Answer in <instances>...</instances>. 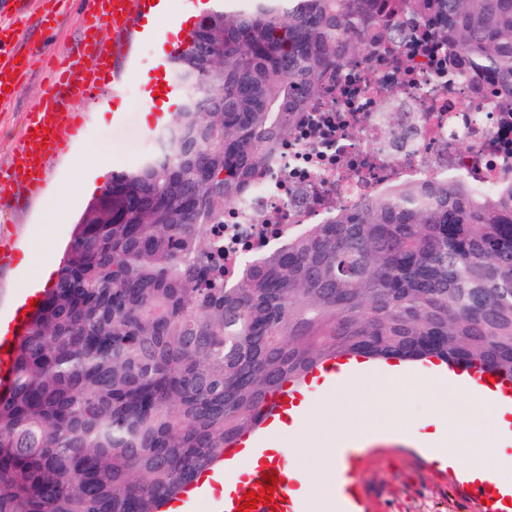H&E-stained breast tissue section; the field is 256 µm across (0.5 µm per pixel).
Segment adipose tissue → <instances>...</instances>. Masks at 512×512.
<instances>
[{"mask_svg": "<svg viewBox=\"0 0 512 512\" xmlns=\"http://www.w3.org/2000/svg\"><path fill=\"white\" fill-rule=\"evenodd\" d=\"M351 377L340 385L323 380L322 389L329 397L319 407L300 403L303 440L299 453L309 462L308 467L291 469L289 475L299 485L300 492L317 497V486L325 482L333 463V450L350 446L380 435L398 437L402 431L388 418V408L382 398L402 393L410 381L402 364L383 365L369 369L367 363L359 362L350 368ZM433 397L434 414L430 420L432 429L425 433L424 440L432 456L442 467H457L463 457H474V464L464 471L468 479H484L495 476L502 495L512 494V477L496 473L484 464V457L496 450L498 437L512 433V405L493 403L479 393H468L466 399L456 397L451 385H440L429 381L425 385ZM335 416L336 428L326 431L322 427L325 417ZM487 426L480 442L465 439L464 434L474 426Z\"/></svg>", "mask_w": 512, "mask_h": 512, "instance_id": "ef3b65f1", "label": "adipose tissue"}]
</instances>
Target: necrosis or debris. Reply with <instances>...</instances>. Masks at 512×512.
<instances>
[{"label": "necrosis or debris", "mask_w": 512, "mask_h": 512, "mask_svg": "<svg viewBox=\"0 0 512 512\" xmlns=\"http://www.w3.org/2000/svg\"><path fill=\"white\" fill-rule=\"evenodd\" d=\"M361 57L337 70L279 148L270 176L224 211V265L275 249L392 180H512V100L466 58L436 44ZM467 97L469 108L458 107Z\"/></svg>", "instance_id": "necrosis-or-debris-1"}]
</instances>
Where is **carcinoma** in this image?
Masks as SVG:
<instances>
[{"mask_svg":"<svg viewBox=\"0 0 512 512\" xmlns=\"http://www.w3.org/2000/svg\"><path fill=\"white\" fill-rule=\"evenodd\" d=\"M169 63L196 84L112 174L17 336L0 512H159L270 398L339 356L512 379V182H397L224 284L243 202L325 81L426 37L512 96V0H244Z\"/></svg>","mask_w":512,"mask_h":512,"instance_id":"obj_1","label":"carcinoma"}]
</instances>
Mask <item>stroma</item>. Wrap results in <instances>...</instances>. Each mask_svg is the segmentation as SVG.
I'll return each instance as SVG.
<instances>
[{"mask_svg": "<svg viewBox=\"0 0 512 512\" xmlns=\"http://www.w3.org/2000/svg\"><path fill=\"white\" fill-rule=\"evenodd\" d=\"M56 10L61 20L47 41L49 52L75 47L84 21L78 0H32L30 19ZM133 63L123 70L120 93L112 91L111 75H102L97 95L81 99L84 114L79 133L50 162L40 188L28 195L18 209L0 212V240L12 242L16 254L31 252L33 261L22 267L0 266V312L16 308L28 289L38 287L44 265L59 263L72 226L87 203L111 179L114 171L137 164L155 145L159 124L144 126L146 105L139 73L155 74L160 61L153 40L130 42ZM50 69L47 54L31 56L28 76L14 101L0 107V168L7 166L19 141L26 112L48 92ZM110 112H103V105ZM80 157L87 168L86 182L72 174L71 160ZM432 414V406L419 387H411L391 402V415L413 432ZM357 477L371 505V512H480L475 500L460 495L449 472L429 465L426 459L385 442L361 456Z\"/></svg>", "mask_w": 512, "mask_h": 512, "instance_id": "obj_1", "label": "stroma"}]
</instances>
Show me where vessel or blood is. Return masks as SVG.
<instances>
[{"label": "vessel or blood", "mask_w": 512, "mask_h": 512, "mask_svg": "<svg viewBox=\"0 0 512 512\" xmlns=\"http://www.w3.org/2000/svg\"><path fill=\"white\" fill-rule=\"evenodd\" d=\"M151 9V0H82L85 38L73 50L62 54L51 89L25 116L23 135L12 153L11 164L0 169V209L18 205L26 193L41 184L48 160L63 144L61 117L75 116V101L85 97L93 85L83 64L84 57L94 56L101 72L115 67L116 57L100 49L97 42L101 28L111 27L117 34L147 29ZM44 49V43L31 41L16 25L9 29L0 28V87L6 90L1 97L5 102L15 98L14 89L26 69L25 56ZM5 325V332L0 333V373L4 375L11 367L9 346L13 332L22 322L13 315ZM464 375L512 403L511 381L478 368L465 370ZM295 402V391L283 388L259 427L225 445L218 465L186 483L174 500L163 505L162 512H238L243 502L240 483H247L255 492L259 489V480L268 474L277 478L273 500L258 502L253 512H316L312 500L296 498L294 487L288 480L287 454L269 448L277 433V417L287 415ZM336 458V512H369V504L354 477L356 453L340 448ZM470 488L471 496L480 501L482 512H502L493 502L494 496L500 493L493 478L473 481Z\"/></svg>", "instance_id": "obj_1"}]
</instances>
